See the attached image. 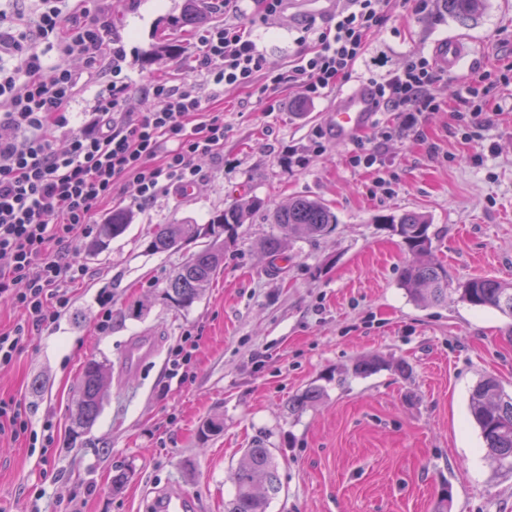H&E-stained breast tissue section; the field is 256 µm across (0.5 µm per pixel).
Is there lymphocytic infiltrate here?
<instances>
[{
	"label": "lymphocytic infiltrate",
	"instance_id": "lymphocytic-infiltrate-1",
	"mask_svg": "<svg viewBox=\"0 0 512 512\" xmlns=\"http://www.w3.org/2000/svg\"><path fill=\"white\" fill-rule=\"evenodd\" d=\"M21 22L0 12V298L24 315L0 330V367L12 364L30 329L51 328L69 307V287L85 268L73 256L120 183L131 182V204L143 209L162 194L195 184L199 162L224 147V119L210 112L194 82L156 80L142 91L148 107L125 111L130 85L121 80V49H108L110 0H40ZM391 0H343L325 26H306L314 48L288 74L270 70L263 52L241 28L224 25L202 38L199 67L213 95L228 84L253 88L266 111L276 109L269 88L282 82L315 100L347 81L370 38L386 26ZM57 52L56 62L45 49ZM112 54L108 96L79 130L68 108L78 85L72 61L94 67ZM439 69L408 56L403 66L372 82L375 105L416 125L438 111L432 93ZM66 139L58 148V139Z\"/></svg>",
	"mask_w": 512,
	"mask_h": 512
}]
</instances>
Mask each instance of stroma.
<instances>
[{"mask_svg":"<svg viewBox=\"0 0 512 512\" xmlns=\"http://www.w3.org/2000/svg\"><path fill=\"white\" fill-rule=\"evenodd\" d=\"M184 0H112L111 40L125 50V103L143 111L146 84L194 80L211 90L197 65L208 26L245 29L270 68L287 71L299 55L310 15L303 0H284L264 17L261 0H205L207 25H179ZM462 40L468 52L433 87L440 111L402 130V113L376 112L353 139L336 142L330 127L336 92L315 101L297 88H274L264 111L251 88L225 86L212 98L224 114V148L205 161L191 192L160 195L132 213L128 230L98 254L77 244L87 274L56 325L25 336L16 361L0 369V399L15 400L33 430L53 423L49 449L0 436V512H147L153 496L178 485L197 512H224L235 491V467L253 441L271 448L282 491L268 512H512V472L484 458L469 395L483 377L512 392V319L461 302L470 278L512 281V0H486L482 14L460 21L446 8L413 15L394 7L347 87L382 79L409 54L432 56L435 43ZM178 45L157 57L159 40ZM70 106L80 125L106 95L108 68L86 70ZM490 120L462 139L453 109L468 88ZM377 152L379 170L353 166L358 147ZM257 197L252 213L224 250V264L189 309L172 306L163 289L201 241L153 253L156 225L208 224L234 202ZM295 197L318 199L336 214L335 230L299 239L287 260L271 264L259 249L276 233L269 212ZM428 217L436 259L448 269V301L421 307L401 286L409 259L385 216ZM145 303L140 317L130 305ZM146 336L155 358L123 371L127 346ZM187 350L186 381L169 373ZM379 356L388 369L367 378L336 375ZM112 366L109 396L94 425L68 445L76 383L89 358ZM406 362L399 374L393 365ZM311 385L324 387L313 407L289 413L288 402ZM219 419L223 429L204 435ZM127 484L113 491L117 469Z\"/></svg>","mask_w":512,"mask_h":512,"instance_id":"obj_1","label":"stroma"}]
</instances>
